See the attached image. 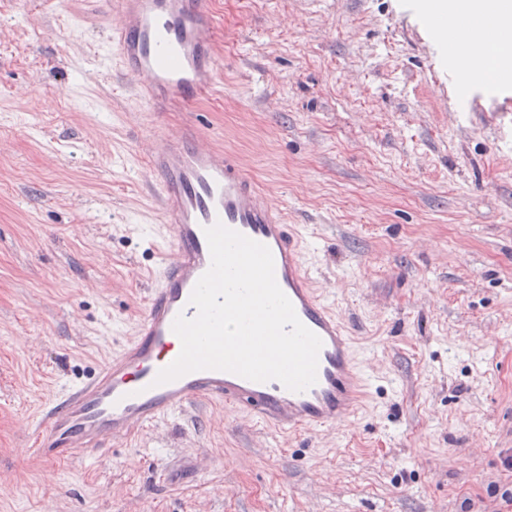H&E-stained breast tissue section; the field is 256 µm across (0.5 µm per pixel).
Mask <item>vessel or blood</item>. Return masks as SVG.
<instances>
[{"instance_id":"1","label":"vessel or blood","mask_w":512,"mask_h":512,"mask_svg":"<svg viewBox=\"0 0 512 512\" xmlns=\"http://www.w3.org/2000/svg\"><path fill=\"white\" fill-rule=\"evenodd\" d=\"M111 9L118 21L112 53L142 110L157 116L191 111L216 81L223 39L206 0H112ZM144 153L168 232L155 285L132 337L87 380L45 405L35 426L37 454L56 460L116 447L198 402L224 405L235 421L264 422L283 439L351 420L371 388V361L358 358L350 331L315 288L299 226L286 222L238 156L195 128L177 137L153 131ZM218 222L269 248L277 284L321 339L316 381L308 389L294 392L275 380L218 370L157 383L159 371L181 352L175 318L196 314L189 299L211 263L204 229Z\"/></svg>"}]
</instances>
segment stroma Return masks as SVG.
<instances>
[{
  "label": "stroma",
  "mask_w": 512,
  "mask_h": 512,
  "mask_svg": "<svg viewBox=\"0 0 512 512\" xmlns=\"http://www.w3.org/2000/svg\"><path fill=\"white\" fill-rule=\"evenodd\" d=\"M431 0H208L221 89L193 123L311 244L379 381L279 441L196 404L78 459L31 420L141 316L163 233L152 124L108 57V0H0V512H501L512 490V145L463 119Z\"/></svg>",
  "instance_id": "1"
}]
</instances>
